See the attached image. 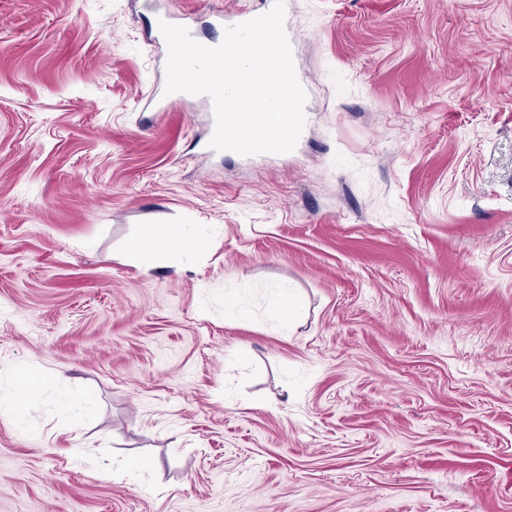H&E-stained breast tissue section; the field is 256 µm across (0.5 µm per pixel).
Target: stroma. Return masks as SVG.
<instances>
[{"label": "stroma", "mask_w": 512, "mask_h": 512, "mask_svg": "<svg viewBox=\"0 0 512 512\" xmlns=\"http://www.w3.org/2000/svg\"><path fill=\"white\" fill-rule=\"evenodd\" d=\"M242 7L0 0V512H512V0H288L305 124L250 156L143 109L156 17ZM139 237V243L130 247L124 256L125 262L135 267H145L152 263L144 248L146 244L156 245L159 250L171 255L195 252L205 245L203 238L187 236L180 228L163 224L141 225Z\"/></svg>", "instance_id": "obj_1"}]
</instances>
